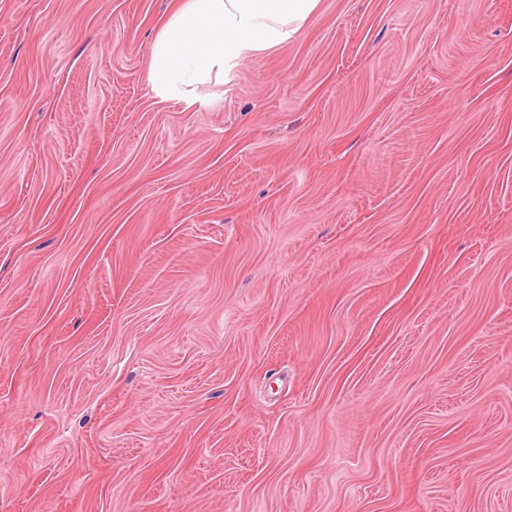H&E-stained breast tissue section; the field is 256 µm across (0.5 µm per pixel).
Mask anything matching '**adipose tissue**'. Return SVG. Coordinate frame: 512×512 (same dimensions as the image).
<instances>
[{
  "label": "adipose tissue",
  "instance_id": "1",
  "mask_svg": "<svg viewBox=\"0 0 512 512\" xmlns=\"http://www.w3.org/2000/svg\"><path fill=\"white\" fill-rule=\"evenodd\" d=\"M320 0H180L158 29L146 80L154 95L188 105L247 58L295 41Z\"/></svg>",
  "mask_w": 512,
  "mask_h": 512
}]
</instances>
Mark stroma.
<instances>
[{
    "label": "stroma",
    "instance_id": "35a3bbf8",
    "mask_svg": "<svg viewBox=\"0 0 512 512\" xmlns=\"http://www.w3.org/2000/svg\"><path fill=\"white\" fill-rule=\"evenodd\" d=\"M176 3L0 0V512H512V0ZM153 39L146 80L162 100L192 105L247 58L295 41L320 0H179Z\"/></svg>",
    "mask_w": 512,
    "mask_h": 512
}]
</instances>
